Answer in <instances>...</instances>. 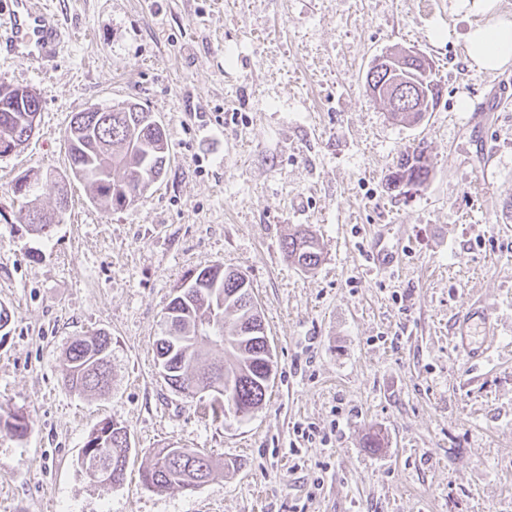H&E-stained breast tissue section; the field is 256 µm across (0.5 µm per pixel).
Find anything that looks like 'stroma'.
Listing matches in <instances>:
<instances>
[{"mask_svg": "<svg viewBox=\"0 0 512 512\" xmlns=\"http://www.w3.org/2000/svg\"><path fill=\"white\" fill-rule=\"evenodd\" d=\"M68 30L43 70L0 58V85L41 97L24 150L0 157V405L30 421L0 437V512H512V65L467 62L473 27L512 20L457 0H48ZM413 49L440 96L416 125L365 91L372 61ZM123 101L165 127L170 165L135 205L83 184L50 236L5 185L27 178L52 209L74 113ZM425 143L429 183L389 190ZM380 224L400 266L373 268ZM309 226L311 272L283 242ZM244 272L273 349L274 380L244 420L213 415L164 380L154 353L186 271ZM481 303L499 322L488 362L453 347V319ZM112 338V388L64 383L71 341ZM122 422V484L77 463L92 429ZM380 434L382 445H367ZM218 461L196 489L146 487L154 449Z\"/></svg>", "mask_w": 512, "mask_h": 512, "instance_id": "stroma-1", "label": "stroma"}]
</instances>
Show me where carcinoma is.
Returning a JSON list of instances; mask_svg holds the SVG:
<instances>
[{
  "instance_id": "obj_1",
  "label": "carcinoma",
  "mask_w": 512,
  "mask_h": 512,
  "mask_svg": "<svg viewBox=\"0 0 512 512\" xmlns=\"http://www.w3.org/2000/svg\"><path fill=\"white\" fill-rule=\"evenodd\" d=\"M112 112H77L65 132L68 144L69 168L59 177V183L79 180L86 184L90 200L115 209L127 207L126 193L140 196L168 171L170 157L163 125L137 102L127 101L112 105ZM30 113L14 108L0 111V148L8 149L23 141L30 128ZM431 173L427 147L423 143L399 157L394 171L387 175L393 188L403 178L422 188ZM20 202V211L37 212L32 206L31 183L24 191L17 184L4 188ZM68 207V197L57 199L56 209L42 212L45 222L34 225L45 236L52 233L55 219ZM284 251L288 261L304 272L321 262L322 249L318 238L307 228L297 227L285 239ZM201 270H189L176 287V295L167 305L164 322L178 321L183 334L172 337L162 334L156 342V358L164 379L176 390H186L192 384H209L217 366L205 370L201 364L210 360L212 348L225 343L235 344L232 350L233 378L231 387L224 390L223 401L213 400L214 414L237 416L241 407L257 411L265 402L270 384L267 372L273 360L266 347L264 335L255 333L242 337L238 326L248 320L264 328L263 320L252 313L254 299L251 285L244 284L241 272L229 270L221 264ZM112 355V339L105 332L74 339L65 352L64 382L79 394L103 393L111 389L112 361L104 362L99 353ZM30 423L18 424V412L0 406V435L21 438ZM106 448L112 457V469L104 483L116 485L124 480L131 450L125 425L110 428L99 423L89 434L78 457V465L85 467L87 451ZM193 460L203 469L200 478L208 479L214 468L208 456L187 448L166 446L154 453L153 463L142 470L145 486L155 489L178 487L197 488L186 479L181 460Z\"/></svg>"
}]
</instances>
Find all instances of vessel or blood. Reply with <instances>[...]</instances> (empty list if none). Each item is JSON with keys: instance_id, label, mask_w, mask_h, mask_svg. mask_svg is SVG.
<instances>
[{"instance_id": "obj_1", "label": "vessel or blood", "mask_w": 512, "mask_h": 512, "mask_svg": "<svg viewBox=\"0 0 512 512\" xmlns=\"http://www.w3.org/2000/svg\"><path fill=\"white\" fill-rule=\"evenodd\" d=\"M66 37L53 15L39 9L35 0H0V53L17 58H52ZM399 260L397 250L385 242L382 231L374 233L372 261L384 269ZM498 334V323L482 305L470 307L452 324L451 341L456 351L473 361L485 360V343Z\"/></svg>"}]
</instances>
